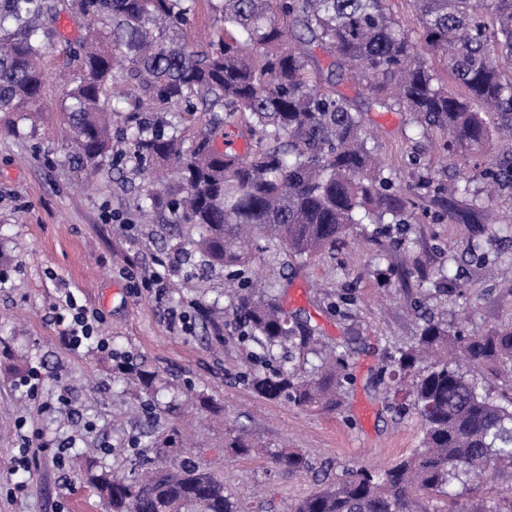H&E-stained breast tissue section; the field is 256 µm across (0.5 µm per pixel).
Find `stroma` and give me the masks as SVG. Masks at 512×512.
Segmentation results:
<instances>
[{
  "label": "stroma",
  "mask_w": 512,
  "mask_h": 512,
  "mask_svg": "<svg viewBox=\"0 0 512 512\" xmlns=\"http://www.w3.org/2000/svg\"><path fill=\"white\" fill-rule=\"evenodd\" d=\"M59 38L48 50L43 99L36 110L0 112V512H104L84 482L87 466L122 474L133 460L166 467L190 456L188 449L152 448L156 413L170 401L202 393L224 407L223 425L189 415L208 441L244 426L262 447L246 457L213 450L206 467L245 512H276L279 502L305 498L333 482L343 469L382 468L418 447L412 416H397L388 402L390 357L412 343L425 313L447 321L449 331L481 335L512 326L511 224L449 222L431 205L422 223L406 228L408 248L387 237L353 232L334 252L307 260L253 248L252 269L273 282L284 307L310 318L326 347L348 362L339 407L301 409L288 399L267 400L247 375L285 366L308 375L311 365L285 347L272 361L244 338L238 311L240 282L224 269H208L192 246L187 224H162L141 215V188L149 166L101 165L92 185L68 161L69 134L61 116L64 88L57 73L79 80L81 70L65 46L83 29L61 13ZM322 87L338 83L364 115L395 185L413 181L403 165L419 150L431 162L435 182L450 184L454 171L439 160L429 140L417 138L409 118L374 106L336 82L329 70ZM429 279L459 275L463 295H444L403 278L405 260ZM158 261L164 287L134 289L133 273ZM73 294L109 350L88 343L73 350L61 339L65 296ZM185 312L188 330L171 328V309ZM131 362L158 372L148 393L133 391L123 371ZM44 377L39 401L22 385L31 369ZM308 452L311 466L291 475L271 461L281 447ZM30 449L28 466L15 464Z\"/></svg>",
  "instance_id": "35a3bbf8"
}]
</instances>
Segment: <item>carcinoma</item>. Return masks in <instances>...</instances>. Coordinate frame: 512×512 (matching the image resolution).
Segmentation results:
<instances>
[{"mask_svg":"<svg viewBox=\"0 0 512 512\" xmlns=\"http://www.w3.org/2000/svg\"><path fill=\"white\" fill-rule=\"evenodd\" d=\"M58 0H0V112H26L43 92L42 67L57 30ZM423 44L390 12L388 0H218L209 3L224 34L204 47L184 27L199 0H68L83 37L69 44L83 77L66 92L64 121L70 159L98 169L114 151L106 90L116 82L137 93L122 131L134 158L161 167L166 187L146 190L147 207L169 224L196 228V249L208 265L243 279L238 308L244 336L265 355L291 342L318 359L311 378L286 370L252 374L262 398L288 397L295 406L334 411L347 379L344 355L317 348L315 329L288 316L269 285L250 277L253 242L309 258L333 248L363 224L376 233L403 235L419 221V200L433 194L452 222H478L479 210L458 206L471 184L512 186V155L485 160L493 139L512 142V0H410ZM333 53L332 66L349 71L381 107L406 112L416 134L431 133L445 160L463 167L448 189L429 176L420 153L406 155L417 179L394 188L349 96L313 84V54L291 37ZM439 59L441 80L426 56ZM194 116L180 126L168 113ZM497 118L490 127L486 116ZM242 122L254 141L241 157L219 145L224 127ZM492 363L512 375V327L482 336L448 334V325L424 319L414 341L393 359L390 395L395 408L419 424V447L383 469H346L336 481L288 505V512H427L442 494L448 512H512V499L470 502L475 482L512 481V397L496 399L462 362ZM143 391L155 372L126 369ZM157 448H189L203 456L229 448L248 456L255 439L241 429L222 443H196L184 434L177 409L153 432ZM280 469L300 473L308 455L272 453ZM88 480L105 512H243L224 488V476L195 463L141 465L115 476L100 469Z\"/></svg>","mask_w":512,"mask_h":512,"instance_id":"1","label":"carcinoma"}]
</instances>
